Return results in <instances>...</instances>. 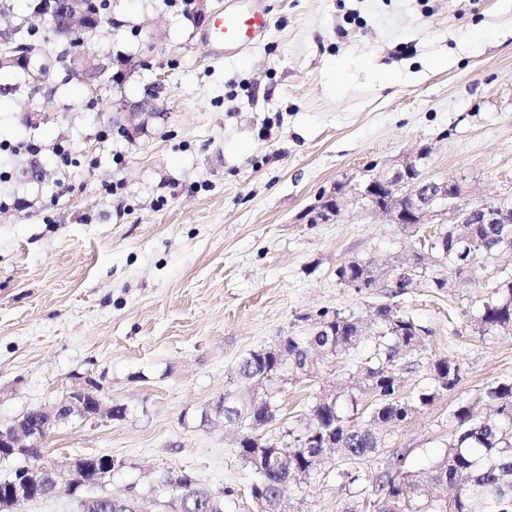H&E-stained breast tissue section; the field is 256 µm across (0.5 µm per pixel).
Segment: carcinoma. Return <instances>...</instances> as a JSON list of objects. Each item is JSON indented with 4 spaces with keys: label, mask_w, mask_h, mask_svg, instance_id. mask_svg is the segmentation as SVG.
Returning a JSON list of instances; mask_svg holds the SVG:
<instances>
[{
    "label": "carcinoma",
    "mask_w": 512,
    "mask_h": 512,
    "mask_svg": "<svg viewBox=\"0 0 512 512\" xmlns=\"http://www.w3.org/2000/svg\"><path fill=\"white\" fill-rule=\"evenodd\" d=\"M90 11L105 24L112 15V0H88ZM58 37H68L69 50L56 55V61L75 76L71 50L80 46L79 38L64 24L54 29ZM48 45L38 35L34 23L21 24L7 35L0 49L20 51L21 45ZM512 247L511 224H443L429 238L428 253L438 264L403 276L400 288L383 289L386 301L375 305L367 324L354 314L328 308L316 316L307 336H288L286 353L281 357L261 349L248 353L241 361L243 370L255 378L264 398L275 396L276 381L285 378L309 380L325 363L321 352L335 351V357L350 354L370 345L365 361L356 365L351 379L363 395L369 396L364 408L352 398V413L339 404L341 394L318 395L300 425L269 437V446L260 463L254 461L255 427L269 424L263 411L239 413L224 410V423L241 430L238 454L251 473L250 487L259 495L276 501L287 485L307 484L327 470L336 471L344 484L360 480L359 472L340 468L342 462L359 463L386 447L392 429L403 426L422 413L441 394L459 383L461 365L439 358L433 363L431 384L410 394L403 392L396 361L422 344L421 327L394 302L410 288H431L436 293L455 288L461 279L468 288H482L481 276L491 275L495 287L482 292L475 319L485 333H512ZM385 266L374 258L351 261L336 268L337 281L351 288ZM488 400L496 413L479 419L476 406ZM450 417L453 429L445 443L446 451L426 472L405 467L406 453L393 455L392 469L379 473L368 495L369 512H512V377L502 379L472 401L460 402ZM364 419L359 424L356 419ZM41 452L30 448L10 457L15 462L10 476L25 471ZM193 512H224L222 499L231 495L223 490L221 502L211 506L194 491L188 492Z\"/></svg>",
    "instance_id": "carcinoma-1"
}]
</instances>
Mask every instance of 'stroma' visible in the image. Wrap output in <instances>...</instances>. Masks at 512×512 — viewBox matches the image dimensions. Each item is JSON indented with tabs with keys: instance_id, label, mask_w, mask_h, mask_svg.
Returning <instances> with one entry per match:
<instances>
[{
	"instance_id": "35a3bbf8",
	"label": "stroma",
	"mask_w": 512,
	"mask_h": 512,
	"mask_svg": "<svg viewBox=\"0 0 512 512\" xmlns=\"http://www.w3.org/2000/svg\"><path fill=\"white\" fill-rule=\"evenodd\" d=\"M263 2L269 29L238 56L203 42L195 0H112L87 44L112 61L107 88L54 67L31 99L0 75L16 88L0 99V423L54 404L71 376L96 379L123 416L56 426L43 451L121 459L95 491L135 496L142 512H159L157 487L184 471L230 490L224 512H252L251 474L217 407L241 357L323 308L368 316L375 294L339 285L337 267L410 255L413 237L353 206L310 223L336 180L417 155L472 198L512 195V0ZM160 73L157 111H113ZM475 295L399 297L424 339L405 391L441 357L461 379L360 464V487L396 449L427 471L458 402L512 376V334L477 331ZM366 355L279 385L277 426L300 424L320 390H347ZM357 489L327 471L290 490L287 510L356 512Z\"/></svg>"
}]
</instances>
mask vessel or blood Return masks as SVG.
<instances>
[{"mask_svg": "<svg viewBox=\"0 0 512 512\" xmlns=\"http://www.w3.org/2000/svg\"><path fill=\"white\" fill-rule=\"evenodd\" d=\"M270 25L262 0H230L202 34L217 53H238L259 44Z\"/></svg>", "mask_w": 512, "mask_h": 512, "instance_id": "b4317fda", "label": "vessel or blood"}]
</instances>
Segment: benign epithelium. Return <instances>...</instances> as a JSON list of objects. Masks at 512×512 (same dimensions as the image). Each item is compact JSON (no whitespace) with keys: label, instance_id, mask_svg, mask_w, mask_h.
Listing matches in <instances>:
<instances>
[{"label":"benign epithelium","instance_id":"obj_1","mask_svg":"<svg viewBox=\"0 0 512 512\" xmlns=\"http://www.w3.org/2000/svg\"><path fill=\"white\" fill-rule=\"evenodd\" d=\"M47 19L56 21L63 14L78 25L85 38L95 35V28L84 17L80 0H56ZM469 191L458 181L426 176L417 159L404 158L385 170H366L360 177L338 181L325 195V200L310 210L316 223L340 221L347 204L360 202L365 210L382 214L391 224L418 233L431 232L440 224H512V197L506 195L491 201L468 199ZM116 405L105 400L102 386L89 376L73 375L64 388L63 397L49 407H38L0 424V457L23 448H39L50 430L69 421L82 423L112 419ZM35 476L50 480V495L66 491L76 496L77 512H101L100 498L79 496L85 484V472L78 459L57 462L41 454L29 467ZM7 497L0 503L5 512H23V508L44 499L42 490L25 478L6 484ZM169 499L164 505L170 512H183L187 493L173 482L167 485Z\"/></svg>","mask_w":512,"mask_h":512}]
</instances>
